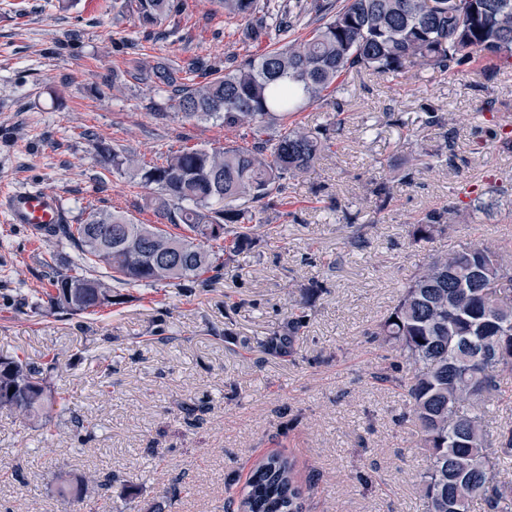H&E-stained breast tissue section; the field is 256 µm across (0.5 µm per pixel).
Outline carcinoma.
I'll return each mask as SVG.
<instances>
[{"label": "carcinoma", "mask_w": 512, "mask_h": 512, "mask_svg": "<svg viewBox=\"0 0 512 512\" xmlns=\"http://www.w3.org/2000/svg\"><path fill=\"white\" fill-rule=\"evenodd\" d=\"M239 21L242 41L271 45L224 64L192 58L140 68L133 78L168 93L167 108L187 120H220L251 134L247 146H194L169 151L148 165L102 143L101 163L135 172L166 227L143 224L124 211L97 210L57 236L75 248L72 271L54 269L35 291V308L73 315L115 304L112 284L139 288L201 280L222 271L252 244V225L277 205L290 178L306 173L334 145L336 128L288 126L286 119L317 103L338 79L369 71L397 79L418 69L442 75L478 65L475 76L512 63V0H218ZM180 0H123L146 32L179 9ZM311 11L328 19L303 39L294 38ZM426 169L448 163L446 152L420 148ZM378 209L392 200L390 186L371 189ZM245 199L249 206L231 202ZM451 209L431 210L414 224L428 242L453 220ZM219 224L209 238L205 228ZM103 268L108 275L97 274ZM396 321H391V318ZM303 319L266 341L282 354L299 339ZM374 335L394 345L412 377L406 389L410 416L420 433L426 465L421 487L427 512H471L480 500L490 512H508L512 482L496 480L492 456H512V429L498 449L484 428L485 404L500 393V376L512 373V243L492 248L467 244L431 259L403 287L397 304ZM400 363V364H402ZM395 364L394 369H400ZM56 369L19 357H0V410L21 422L49 429L66 407L49 381ZM14 392H9V389ZM94 478L58 476L62 502H83ZM300 487L295 463L280 453L261 459L240 491L237 512H297Z\"/></svg>", "instance_id": "obj_1"}]
</instances>
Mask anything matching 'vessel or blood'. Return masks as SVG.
Returning a JSON list of instances; mask_svg holds the SVG:
<instances>
[{
	"mask_svg": "<svg viewBox=\"0 0 512 512\" xmlns=\"http://www.w3.org/2000/svg\"><path fill=\"white\" fill-rule=\"evenodd\" d=\"M0 208L10 223L22 225L35 238L50 237L66 215L61 199L40 190H18L0 194Z\"/></svg>",
	"mask_w": 512,
	"mask_h": 512,
	"instance_id": "vessel-or-blood-1",
	"label": "vessel or blood"
}]
</instances>
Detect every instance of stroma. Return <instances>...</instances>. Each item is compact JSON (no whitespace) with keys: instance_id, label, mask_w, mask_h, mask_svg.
<instances>
[{"instance_id":"stroma-1","label":"stroma","mask_w":512,"mask_h":512,"mask_svg":"<svg viewBox=\"0 0 512 512\" xmlns=\"http://www.w3.org/2000/svg\"><path fill=\"white\" fill-rule=\"evenodd\" d=\"M113 2L0 0V191L56 194L71 224L94 208L157 221L152 189L101 167L96 143L149 161L250 142L222 122L165 112V95L133 78L145 64L247 54L236 19L216 0H182L150 35ZM116 73L127 77L119 92ZM486 110L512 124V67L483 90L465 72H351L340 91L289 115L312 128L336 119L335 145L288 181L282 205L226 271L126 288L123 303L91 315L32 310L49 267H70L76 252L32 239L0 212V356L56 361L53 383L68 398L51 441L0 410V512H63V469L94 474L88 503L101 512H224L229 491L272 453L295 460L299 512H427L405 390L374 378L396 360L376 331L430 258L512 241V151L473 122ZM429 111L446 128L424 125ZM414 132L427 148L451 145L454 160L403 183L392 174L410 158ZM385 179L392 201L380 211L368 188ZM486 183L498 192L484 217L469 193ZM450 206L447 231L414 242L412 224ZM300 312L293 350L268 354L264 341Z\"/></svg>"}]
</instances>
